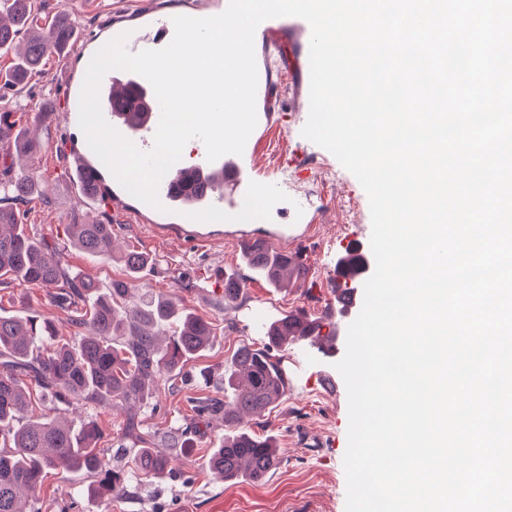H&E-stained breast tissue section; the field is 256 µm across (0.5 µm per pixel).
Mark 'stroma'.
<instances>
[{
  "label": "stroma",
  "instance_id": "35a3bbf8",
  "mask_svg": "<svg viewBox=\"0 0 512 512\" xmlns=\"http://www.w3.org/2000/svg\"><path fill=\"white\" fill-rule=\"evenodd\" d=\"M189 0H101L99 7L83 9L79 0H47L38 6L40 22L67 13L78 32L65 56L50 55L42 73L32 75L19 92H0V113H9L15 127L35 134L40 150L0 165V205L16 210L29 233L55 240L71 270L101 284L125 276L116 258L93 260L73 246L68 224L102 222L111 225L116 248L132 246L152 256L151 266L138 281L135 300L168 291L185 283L187 309L209 319L214 331L208 347L191 359L190 378L177 385L159 384L160 407L149 414L146 426L155 446L165 447L193 400L215 395L224 377V362L237 347H260L264 332L255 330L248 315L266 310L270 318L299 312L321 324L322 350L299 342L284 353L288 394L270 411L249 421L260 436H274L282 463L263 482H226L211 474L206 458L224 434L213 421L198 448L172 459L174 477L143 483L138 498H99L88 494L93 480L85 474L71 479L51 474L38 501L39 512H345L346 476L343 459L348 438V397L338 379L334 354L336 324L326 320L330 295L336 292V261L350 239L369 243L372 224L369 202L356 177L329 151L304 138L301 130L309 115V56L300 43L276 47L256 45L257 65H271L273 85L258 111L277 110L276 128L255 132L256 180L278 186L300 201L308 222L299 240L283 243L285 252L305 256L312 275L303 286L274 288L254 277L242 263V249L231 235V224L208 223L204 238L191 233L189 223L150 222L135 199L110 200L103 195L84 197L75 183L72 156L83 138L78 113L72 112L78 88L72 75L79 72L83 53L109 41L113 24L135 25L150 17H164ZM22 174L36 177L45 196L15 199L6 184ZM243 278L241 299L224 303V277ZM36 314L54 322L59 335L72 336L69 314L55 306L46 289L35 285L0 286V313Z\"/></svg>",
  "mask_w": 512,
  "mask_h": 512
}]
</instances>
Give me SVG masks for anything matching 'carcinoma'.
Returning a JSON list of instances; mask_svg holds the SVG:
<instances>
[{
    "label": "carcinoma",
    "instance_id": "1",
    "mask_svg": "<svg viewBox=\"0 0 512 512\" xmlns=\"http://www.w3.org/2000/svg\"><path fill=\"white\" fill-rule=\"evenodd\" d=\"M34 12V0H0V52L12 47L20 29L32 25ZM72 39V24L61 13L31 38L12 71L0 76V86L14 90L24 85L47 54H64ZM0 144L31 153L36 140L0 119ZM13 190L19 197L38 192L27 175L16 177ZM69 229L85 255L112 256V225L71 224ZM119 259L127 278L106 288L77 280L55 243L30 235L14 210L0 207V284L45 288L52 303L69 310L80 336L73 344L47 343L44 337L54 335L49 322L35 315L0 314V512H38L42 481L52 472L91 473L97 477L94 490L109 498L135 494L141 473L156 479L170 473V456L152 447L143 432L144 416L127 417L114 451L122 457L127 446L141 445L133 453L134 471L109 465L104 449L97 447L105 438L97 421L74 426L67 418L75 405L94 408L112 401L156 412V384L183 377L187 361L204 351L212 336V322L181 308L173 293H159L127 312L135 280L151 259L134 249ZM243 263L278 288L288 280L282 276L290 264L288 254L265 242L255 241L243 251ZM168 322L174 330L162 340L155 328ZM297 322L295 315L285 314L271 322L268 343L240 345L224 366V395L199 402L190 425L181 428L179 447L190 452L205 436L209 420L223 418L224 437L207 465L226 482L243 475L259 482L281 464L275 438L252 434L244 421L287 395L288 373L270 347L294 342L289 326ZM27 381L34 389L24 388Z\"/></svg>",
    "mask_w": 512,
    "mask_h": 512
}]
</instances>
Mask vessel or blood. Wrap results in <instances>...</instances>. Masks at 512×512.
<instances>
[{
    "label": "vessel or blood",
    "mask_w": 512,
    "mask_h": 512,
    "mask_svg": "<svg viewBox=\"0 0 512 512\" xmlns=\"http://www.w3.org/2000/svg\"><path fill=\"white\" fill-rule=\"evenodd\" d=\"M129 32L126 48L136 53L168 45L174 36V26L171 19L166 18L130 27ZM100 93L125 105L121 115L104 109L107 122L139 149H151L160 106L150 83L132 72L112 71L102 82ZM252 179V156L246 151L239 156L225 155L213 162L173 165L162 179L158 195L164 206L176 212H197L214 206L234 214L241 210Z\"/></svg>",
    "instance_id": "b4317fda"
}]
</instances>
